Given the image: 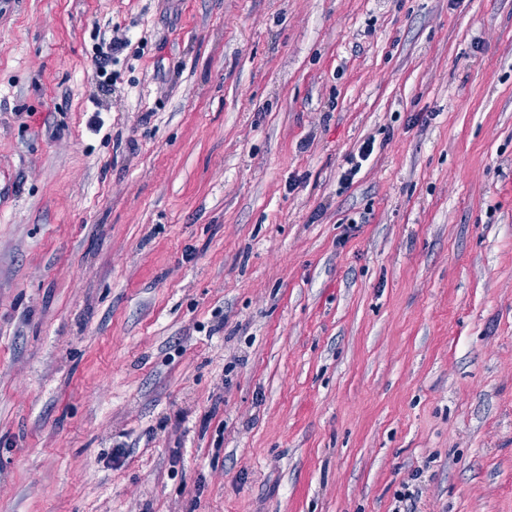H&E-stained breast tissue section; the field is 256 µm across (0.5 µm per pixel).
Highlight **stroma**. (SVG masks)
<instances>
[{"mask_svg":"<svg viewBox=\"0 0 512 512\" xmlns=\"http://www.w3.org/2000/svg\"><path fill=\"white\" fill-rule=\"evenodd\" d=\"M0 512H512V0H0Z\"/></svg>","mask_w":512,"mask_h":512,"instance_id":"obj_1","label":"stroma"}]
</instances>
